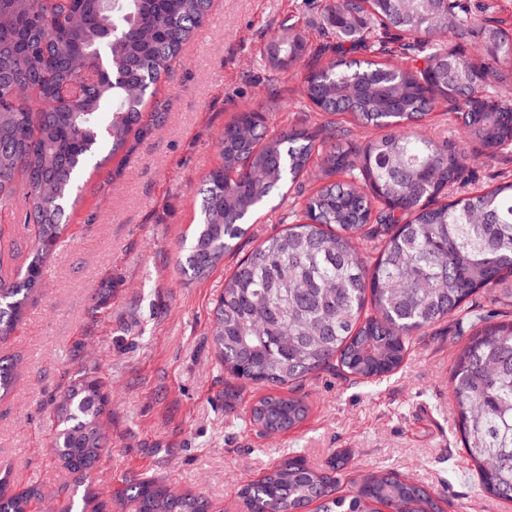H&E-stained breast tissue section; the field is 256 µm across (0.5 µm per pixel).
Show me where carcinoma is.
<instances>
[{"instance_id":"1","label":"carcinoma","mask_w":512,"mask_h":512,"mask_svg":"<svg viewBox=\"0 0 512 512\" xmlns=\"http://www.w3.org/2000/svg\"><path fill=\"white\" fill-rule=\"evenodd\" d=\"M211 0H0V211L23 189L24 223L38 237L23 269L0 278V339L14 332L44 283V263L62 243L80 181L131 134L149 129L146 96L202 26ZM333 45L312 46L283 24L260 50L285 70L305 61L302 92L324 118L322 139L303 117L281 132L244 110L224 125L223 164L200 189L199 221L178 255L191 280L207 277L247 233L246 221L313 163L321 186L294 223L264 239L224 278L212 343L234 377L285 388L337 366L383 378L401 365L411 336L448 321L471 331L451 370L462 442L486 493L512 501V323H493L477 299L512 302V183L473 190L471 144L512 150V20L470 0H327ZM455 45L450 46L448 42ZM476 42L477 53L461 48ZM368 52L348 59L351 50ZM90 69L96 81L67 104L55 89ZM461 143L418 131L437 110ZM354 123L379 134L348 141ZM0 360V394L13 388ZM108 403L95 372L81 370L51 404L53 454L81 480L57 491L60 512H107L85 488L106 444ZM304 397L267 393L249 408L259 431L285 432L306 417ZM342 464L313 470L299 457L240 486L243 512H437L431 493L392 471L338 494ZM0 466V512H35L40 493L14 489ZM131 512H209L201 494H176L153 479H129Z\"/></svg>"}]
</instances>
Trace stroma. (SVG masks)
Wrapping results in <instances>:
<instances>
[{
	"label": "stroma",
	"instance_id": "1",
	"mask_svg": "<svg viewBox=\"0 0 512 512\" xmlns=\"http://www.w3.org/2000/svg\"><path fill=\"white\" fill-rule=\"evenodd\" d=\"M323 4L214 0L199 36L156 86L162 121L84 179L41 292L0 341V358L18 363L13 391L0 398V466L22 486L47 498L71 483L48 447L49 401L83 368L103 377L109 396L108 447L91 488L112 512H123L113 494L133 475L203 494L212 512H241L239 487L289 456L317 470L345 459L350 478L388 470L414 477L441 512H512V502L482 492L469 473L450 381L469 336L453 323L413 336L389 377L356 382L332 368L310 375L300 387L307 416L286 433L250 424L247 408L265 389L225 371L211 340L213 308L237 255L292 222L319 186L316 172L253 217L236 254L208 277L190 281L177 267L179 244L198 220L202 180L222 163L225 124L251 109L281 130L309 110L299 94L304 64L272 74L259 49L288 18L322 43ZM469 165L476 185L512 183V150L473 149ZM34 238V225L0 214V276L15 275ZM229 385L241 393L232 412L224 409Z\"/></svg>",
	"mask_w": 512,
	"mask_h": 512
}]
</instances>
